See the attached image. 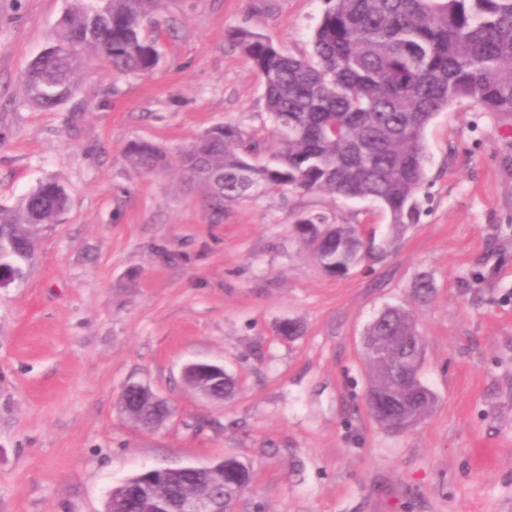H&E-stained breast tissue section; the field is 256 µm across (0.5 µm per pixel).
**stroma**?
I'll return each mask as SVG.
<instances>
[{"label": "stroma", "mask_w": 512, "mask_h": 512, "mask_svg": "<svg viewBox=\"0 0 512 512\" xmlns=\"http://www.w3.org/2000/svg\"><path fill=\"white\" fill-rule=\"evenodd\" d=\"M66 5L0 0V205L46 181L68 196L33 267L0 288V512H103L145 470L222 457L252 468L234 512H512V115L459 100L432 120L418 219L400 231L371 201L281 189L216 216L178 155L217 126H271L230 34L310 55L323 0H160L151 74L93 62L65 106L41 110L22 75ZM135 141L167 166L134 167ZM317 214L385 260L323 271L296 230ZM393 305L414 315L436 396L399 432L367 411L362 348ZM191 361L223 365L236 396L201 399L182 380ZM131 383L173 415L135 427L120 409Z\"/></svg>", "instance_id": "stroma-1"}]
</instances>
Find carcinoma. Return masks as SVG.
<instances>
[{"mask_svg":"<svg viewBox=\"0 0 512 512\" xmlns=\"http://www.w3.org/2000/svg\"><path fill=\"white\" fill-rule=\"evenodd\" d=\"M159 0H68L52 47L27 65L28 101L56 108L75 93L91 60L114 72L151 73L159 63ZM313 35V56L282 54L250 30L233 34L262 76L272 129L262 135L219 126L177 159L182 176L204 182L212 205L250 198L268 188L320 192L377 203L401 229L416 222L425 181L423 134L436 115L459 99L488 112L512 113V0H324ZM133 165L153 172L164 162L152 144L128 150ZM67 195L54 181L40 183L12 208L0 207V266L13 279L35 253L40 229L54 224ZM319 215L297 232L319 264L346 274L359 257L379 259L351 224H333L320 237ZM366 342L381 351L368 361L383 402L373 418L382 426H411L432 409L419 377L423 343L412 313L384 308L368 325ZM123 413L152 430L167 419L146 393H124ZM250 467L226 457L193 471H144L112 490L114 512H177L199 488L224 495V512L250 484Z\"/></svg>","mask_w":512,"mask_h":512,"instance_id":"1","label":"carcinoma"}]
</instances>
